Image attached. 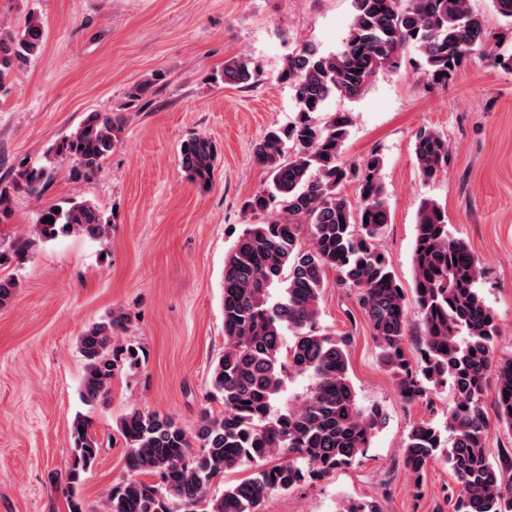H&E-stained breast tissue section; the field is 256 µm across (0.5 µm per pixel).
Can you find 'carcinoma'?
Returning a JSON list of instances; mask_svg holds the SVG:
<instances>
[{"instance_id": "carcinoma-1", "label": "carcinoma", "mask_w": 512, "mask_h": 512, "mask_svg": "<svg viewBox=\"0 0 512 512\" xmlns=\"http://www.w3.org/2000/svg\"><path fill=\"white\" fill-rule=\"evenodd\" d=\"M471 0H352V20L342 49L324 54L306 45L288 56L277 81L293 91L296 117L255 142V161L268 184L251 195L245 208L269 213L261 224H247L224 258V353L215 362L211 388L224 411L202 414L195 437L172 415L132 407L118 420L125 476L106 495L103 512H260L273 490L286 491L307 477H321L352 464L385 422L383 408L361 406L349 377L345 336L318 332L328 273L342 288L358 292L381 365L397 380L406 403L426 401L448 382L454 393L444 428L413 423L407 433L404 464L421 472L443 456L455 480L452 512H512V451L499 462L486 450L489 422L483 408L488 376L495 381L499 422L512 430V358L494 355L498 326L478 291L480 266L448 230V213L432 199L417 210L412 253L413 302L423 343L417 367L406 358V295L378 241L390 223L383 158L370 154L358 164L342 159L352 118L328 112L336 96L357 99L382 70L401 66L415 54L428 87L445 86L462 65L478 56L490 66L512 71V54L492 42L483 16ZM44 23L31 12L19 29H0V89L41 47ZM224 82L251 85L246 59L224 64ZM160 75L132 86L127 104L141 101ZM121 112H89L79 126L49 152L69 164L73 180L94 177L124 139ZM415 162L429 182L448 167L447 137L424 129L415 137ZM219 152L211 138L183 142L180 166L200 185L213 179ZM49 180L45 166L17 174L18 189L36 198ZM353 184L356 203L344 194ZM51 217L53 222L44 218ZM308 228L311 243L302 241ZM110 228L89 200H70L40 210L34 233L43 241L63 235L106 236ZM33 245L20 238L0 249V268ZM18 285L0 275V306ZM129 316L108 313L77 338L84 360L79 395L92 406L112 387L123 368L138 366V352L117 348L114 338L128 330ZM303 377L306 392L281 401L285 376ZM92 421L78 416L72 425V463L66 472L69 512H87L78 495L81 473L99 453ZM278 458L250 477L210 493L224 472ZM340 512H382L380 502L347 501Z\"/></svg>"}]
</instances>
